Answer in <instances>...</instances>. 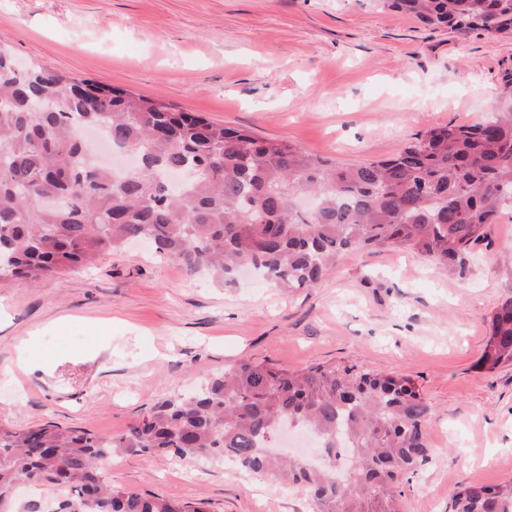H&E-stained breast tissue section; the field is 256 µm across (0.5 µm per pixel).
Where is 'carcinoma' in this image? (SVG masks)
<instances>
[{
	"instance_id": "cac0c4a2",
	"label": "carcinoma",
	"mask_w": 512,
	"mask_h": 512,
	"mask_svg": "<svg viewBox=\"0 0 512 512\" xmlns=\"http://www.w3.org/2000/svg\"><path fill=\"white\" fill-rule=\"evenodd\" d=\"M459 37L512 36V0H385ZM483 123L435 127L397 154L340 166L279 139L212 123L151 98L43 67L0 48V279L34 284L146 239L191 277L236 282L251 269L278 288H309L338 255L410 251L461 273L465 256L512 202V91ZM132 152L100 166L76 128ZM479 365H512V297L493 312ZM432 407L411 381L356 364L283 370L249 359L165 399L112 436L0 426V512H40L20 481L63 494L59 512H206L205 501L142 496L104 482L119 448L219 458L302 489L311 512H403L402 486L431 459ZM286 424L322 435L327 464L274 456ZM452 512H512V481L464 484Z\"/></svg>"
}]
</instances>
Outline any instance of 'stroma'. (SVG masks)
I'll return each mask as SVG.
<instances>
[{
	"label": "stroma",
	"mask_w": 512,
	"mask_h": 512,
	"mask_svg": "<svg viewBox=\"0 0 512 512\" xmlns=\"http://www.w3.org/2000/svg\"><path fill=\"white\" fill-rule=\"evenodd\" d=\"M0 41L39 64L159 96L260 138L360 164L431 128L482 122L512 79V37L461 38L378 0H0ZM512 296V212L451 275L411 252H350L312 288L191 279L146 247L29 286L0 280V425L115 435L158 401L248 358L355 363L431 403L430 462L405 512H449L462 484L512 480V365L481 369ZM108 484L207 512H311L224 461L114 453Z\"/></svg>",
	"instance_id": "35a3bbf8"
}]
</instances>
